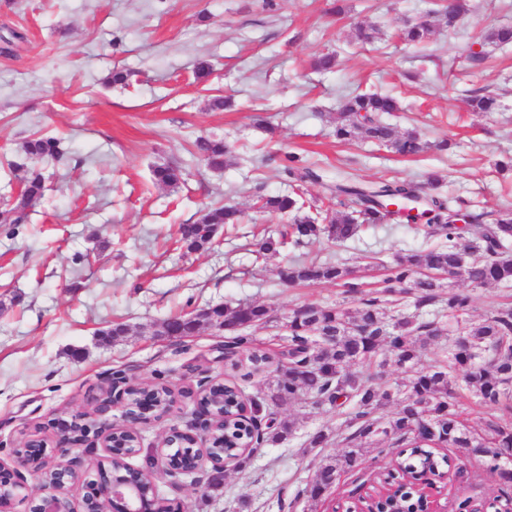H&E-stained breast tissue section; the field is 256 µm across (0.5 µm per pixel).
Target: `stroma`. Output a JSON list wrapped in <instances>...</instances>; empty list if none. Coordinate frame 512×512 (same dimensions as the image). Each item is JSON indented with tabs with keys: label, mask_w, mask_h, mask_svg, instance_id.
I'll use <instances>...</instances> for the list:
<instances>
[{
	"label": "stroma",
	"mask_w": 512,
	"mask_h": 512,
	"mask_svg": "<svg viewBox=\"0 0 512 512\" xmlns=\"http://www.w3.org/2000/svg\"><path fill=\"white\" fill-rule=\"evenodd\" d=\"M0 0V205L8 204L34 162L22 145L35 135L61 138L63 161L43 162L48 191L27 223L0 225V462L30 432L89 410L109 378L164 383L176 394L166 415L139 425L143 447L197 420L195 399L210 381L236 383L247 399L269 382L243 356L220 358L223 332L204 325L192 336L157 335L164 320L244 302L263 304L272 323L250 329L270 355L288 343L289 315L302 306L341 302L333 284L290 286L278 272L295 256L353 267L364 291L377 288L395 255L439 246L413 224L364 227L337 244L319 238L256 254L258 240L278 236L290 216L262 211L257 200L287 192L283 171L294 154L321 176L302 187L308 205L334 207L328 186L347 175L359 182L441 178L438 193L462 197L475 211L512 209V49L479 41L491 26L512 24V0H467L455 29L433 25L411 46L395 32L425 18L432 0ZM375 40L354 42L356 25ZM333 52V72L312 70ZM479 60H472V53ZM213 71L197 80L198 58ZM115 69L125 85L110 84ZM497 96L495 112H471L473 91ZM377 91L399 99L387 121L423 139H448L447 151L402 157L358 139L337 141L333 124L343 97ZM226 101L211 106L213 98ZM232 145L223 170L193 157L196 137ZM179 162L189 176L176 188L154 184L151 168ZM216 202L236 205L206 250L186 252L180 225ZM126 324L127 335L108 332ZM294 420L288 441L257 449L245 467L228 466L209 491L183 478L157 479L164 498L184 512H346L389 462L364 450L355 471L311 501L305 490L323 458L344 450L338 433L348 408L318 409L290 400L267 407ZM332 438L309 445L312 432ZM456 463L440 503L467 501L476 512H507L512 489L479 458Z\"/></svg>",
	"instance_id": "1"
}]
</instances>
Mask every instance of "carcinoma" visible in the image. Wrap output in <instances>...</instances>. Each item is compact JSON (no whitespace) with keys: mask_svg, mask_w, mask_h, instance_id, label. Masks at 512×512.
<instances>
[{"mask_svg":"<svg viewBox=\"0 0 512 512\" xmlns=\"http://www.w3.org/2000/svg\"><path fill=\"white\" fill-rule=\"evenodd\" d=\"M467 11L465 0H449L435 11L446 27L454 28ZM431 23H407L399 37L412 44L425 41ZM483 39L497 45L512 44V26L491 27ZM468 105L474 112H492L496 99L490 94L473 93ZM399 110L395 98L378 93H353L336 113L334 136L340 142L367 139L401 156H416L428 145L415 131L400 132L381 120L384 113ZM30 159L59 161L64 156L61 142L55 137L37 136L22 145ZM194 153L213 170H221L231 154L229 145L219 138L199 136ZM293 183L317 181L320 176L299 157L288 156L284 167ZM157 184L175 187L183 180V170L176 164L152 169ZM438 178L431 175L427 184ZM425 184V185H427ZM425 185L411 179L394 178L361 183L343 178L329 186L331 195L343 210L319 217H294L283 233L295 246L322 234L336 242L357 235L364 225L403 223L422 227L429 237L445 239L446 244L425 254H405L394 258L390 273L382 281L380 293L387 296L409 294L414 313L389 315L379 297L360 298L358 305L303 307L306 315L288 319V346L277 357L254 349L244 330L272 321L270 310L261 304L243 303L220 311L209 310L204 322L217 328L226 327L233 335L232 344L246 353L255 369L272 373L265 394L276 403L303 399L312 407L352 404L342 442L348 451L325 460L317 469L330 483L354 471L361 451L373 446L384 451L388 443L409 449L406 457L393 464L387 477L391 489L378 499L389 508L397 503L412 512L417 504L421 480L435 478L451 469L452 458L440 453L444 448H475L477 456L493 473L501 460L512 452V307L492 310L479 321L467 318L472 297L455 290L451 281L460 279L472 288L488 285L512 286V211L500 212L491 221L487 214L475 213L461 197H445L425 190ZM45 193V178L38 168L28 171L21 187V201L12 208L7 224H24L28 208L39 203ZM306 202L299 195H269L261 198L260 208L271 212L299 213ZM478 225L472 238L464 239L465 229L457 225L460 216ZM241 210L227 204L208 207L192 224L179 229V242L188 252L207 249L217 230L225 224H238ZM290 284L313 285L335 283L347 294L357 293L354 270L340 262L292 261L279 272ZM448 289L443 296L440 289ZM448 313L457 323V333L450 335L448 325L433 317L435 311ZM201 321L187 315L171 317L161 323L159 336H192ZM448 341L447 360L427 368H418L421 349L429 343ZM410 372L403 381L388 379L387 356ZM358 363L368 364L365 373L352 371ZM465 389L479 403L502 412L503 417L489 419L481 432L469 429L461 419L457 395ZM210 396L223 401L227 425L216 429L212 445L241 467L250 453L241 450L248 441L246 430L235 425L232 416L241 405V389L218 382ZM395 412L385 419L378 412L388 406ZM294 423L286 418L273 421L259 435L256 447L283 443L292 434ZM111 471L126 469L125 455L134 449L136 438L125 428L113 438Z\"/></svg>","mask_w":512,"mask_h":512,"instance_id":"carcinoma-1","label":"carcinoma"}]
</instances>
